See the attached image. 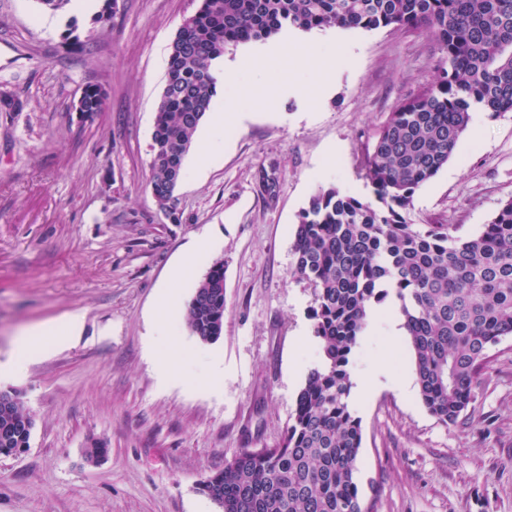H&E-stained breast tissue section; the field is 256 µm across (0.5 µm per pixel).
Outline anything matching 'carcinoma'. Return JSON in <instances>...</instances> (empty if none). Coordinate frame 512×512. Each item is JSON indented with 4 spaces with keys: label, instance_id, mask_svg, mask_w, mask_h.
<instances>
[{
    "label": "carcinoma",
    "instance_id": "1",
    "mask_svg": "<svg viewBox=\"0 0 512 512\" xmlns=\"http://www.w3.org/2000/svg\"><path fill=\"white\" fill-rule=\"evenodd\" d=\"M116 0L92 18L112 25ZM412 28L440 54L435 81L389 114L363 170L374 200L330 187L299 215L293 274L314 291L312 319L323 356L296 399L282 445L244 451L199 483L221 512H371L354 472L360 420L347 398L350 357L371 309L399 304L421 400L455 425L476 398L489 350L512 335V199L476 236L446 224L418 227L407 210L418 187L453 156L474 106L512 112V0H201L170 46L152 134L150 186L166 207L184 173L193 136L217 93L214 64L230 46L265 41L290 27ZM84 109L103 110L98 85ZM224 263H213L188 304L186 321L203 342L222 333ZM35 419L19 393L0 390V454L30 447ZM108 444L83 449L97 464Z\"/></svg>",
    "mask_w": 512,
    "mask_h": 512
}]
</instances>
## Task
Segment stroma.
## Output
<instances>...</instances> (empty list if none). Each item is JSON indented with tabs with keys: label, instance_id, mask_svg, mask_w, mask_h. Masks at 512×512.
<instances>
[{
	"label": "stroma",
	"instance_id": "35a3bbf8",
	"mask_svg": "<svg viewBox=\"0 0 512 512\" xmlns=\"http://www.w3.org/2000/svg\"><path fill=\"white\" fill-rule=\"evenodd\" d=\"M199 0H117L110 28L76 6L0 0V389L32 411L30 446L0 456V512H219L199 490L245 450L281 444L322 359L314 292L293 274L300 212L321 188L369 200L362 149L390 112L429 86L436 57L421 31L337 27L229 48L255 62L218 83L168 210L150 191L154 117L172 40ZM80 46H72L70 35ZM314 44L332 81L294 56ZM281 53L267 61L273 48ZM286 85L268 99L273 84ZM101 86L105 109L74 106ZM245 112L216 127L225 102ZM271 106L278 117L257 111ZM512 198V112L473 109L454 155L415 192L411 223L466 239ZM213 247L181 285L190 300L224 263L221 336H194L161 297L200 237ZM81 313L80 336L10 370L33 325ZM396 303L374 307L350 360L362 447L355 479L374 512H512V337L491 348L468 420L423 405ZM169 359L167 374L155 360ZM107 458L82 457L89 437Z\"/></svg>",
	"mask_w": 512,
	"mask_h": 512
}]
</instances>
